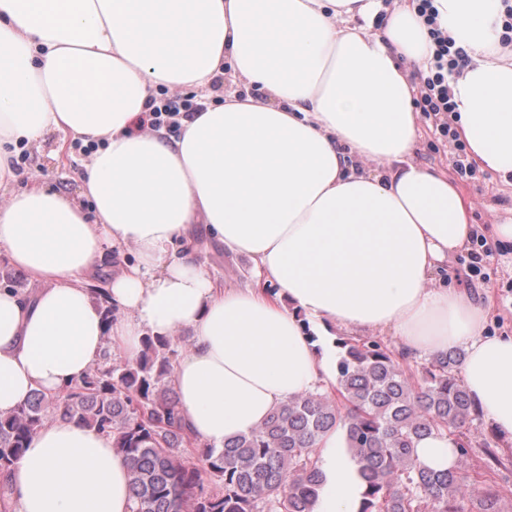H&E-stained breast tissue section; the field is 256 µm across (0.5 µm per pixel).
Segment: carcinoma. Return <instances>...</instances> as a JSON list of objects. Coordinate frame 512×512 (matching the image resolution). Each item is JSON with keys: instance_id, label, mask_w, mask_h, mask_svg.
<instances>
[{"instance_id": "cac0c4a2", "label": "carcinoma", "mask_w": 512, "mask_h": 512, "mask_svg": "<svg viewBox=\"0 0 512 512\" xmlns=\"http://www.w3.org/2000/svg\"><path fill=\"white\" fill-rule=\"evenodd\" d=\"M181 343L187 337L145 336L137 360L106 358L67 389L36 390L0 413V504L32 435L62 417L112 436L130 465L135 512H314L323 485L317 441L343 423L363 487L357 512H471L476 495L479 512H503L492 486L478 489L458 467L434 471L416 459L415 442L442 430L458 457L476 442L487 470L502 465L498 441L469 428L478 415L454 376L461 351L433 357L413 382L380 342L339 338L336 393L297 396L216 448L183 423L172 385Z\"/></svg>"}]
</instances>
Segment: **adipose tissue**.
Listing matches in <instances>:
<instances>
[{"instance_id":"adipose-tissue-1","label":"adipose tissue","mask_w":512,"mask_h":512,"mask_svg":"<svg viewBox=\"0 0 512 512\" xmlns=\"http://www.w3.org/2000/svg\"><path fill=\"white\" fill-rule=\"evenodd\" d=\"M471 63L450 87L457 129L483 169L512 174V51L495 50L500 0H435ZM431 41L413 6L384 0H0V251L41 288L0 287V412L57 392L105 354L175 336L173 386L192 434L224 443L277 407L335 392V327L390 331L418 359L451 350L473 409L512 444V333L439 284L474 233L442 170L411 160L421 137L408 67ZM235 89L211 104L218 75ZM206 104L176 138L145 122L158 89ZM99 142L69 194L12 190L18 142ZM246 258L264 285L210 276L197 239ZM133 248L134 262L124 260ZM117 310L105 322L97 271ZM111 268V267H110ZM316 512H357L345 430L318 442ZM13 512H134L110 436L55 419L10 477Z\"/></svg>"}]
</instances>
